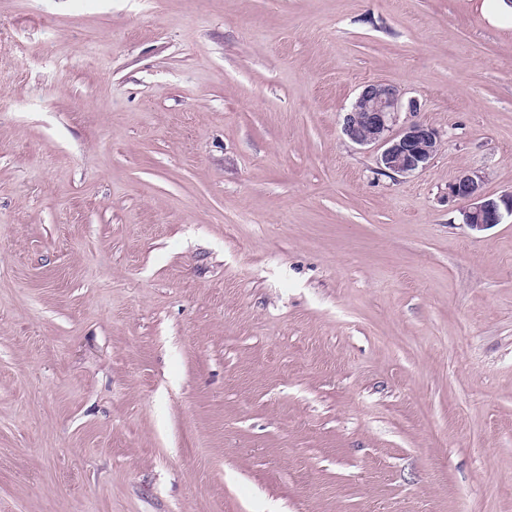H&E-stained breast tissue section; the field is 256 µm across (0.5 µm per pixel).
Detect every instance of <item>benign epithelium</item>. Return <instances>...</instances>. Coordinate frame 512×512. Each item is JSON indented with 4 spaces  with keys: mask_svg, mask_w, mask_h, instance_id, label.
<instances>
[{
    "mask_svg": "<svg viewBox=\"0 0 512 512\" xmlns=\"http://www.w3.org/2000/svg\"><path fill=\"white\" fill-rule=\"evenodd\" d=\"M418 110L417 100H404L402 91L391 83L365 84L344 115L343 132L358 145L379 149L382 171L411 175L425 168L441 146V137L431 126L420 121L399 123L400 113ZM484 183L482 172L468 170L448 185V198L463 203L462 222L476 231L512 220V190L492 196Z\"/></svg>",
    "mask_w": 512,
    "mask_h": 512,
    "instance_id": "7a95c632",
    "label": "benign epithelium"
}]
</instances>
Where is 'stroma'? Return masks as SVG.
Listing matches in <instances>:
<instances>
[{
    "mask_svg": "<svg viewBox=\"0 0 512 512\" xmlns=\"http://www.w3.org/2000/svg\"><path fill=\"white\" fill-rule=\"evenodd\" d=\"M0 512H512V12L0 0ZM397 85L409 176L342 118ZM417 100L404 101L402 91L387 82L361 86L343 118V132L354 143L381 150L383 172L402 176L425 168L441 146L439 133L431 126L411 121L399 125L400 112H417ZM484 183L482 172L468 170L448 185V198L463 203V224L476 231L502 224L506 219L512 222V190L492 196L485 192Z\"/></svg>",
    "mask_w": 512,
    "mask_h": 512,
    "instance_id": "35a3bbf8",
    "label": "stroma"
}]
</instances>
